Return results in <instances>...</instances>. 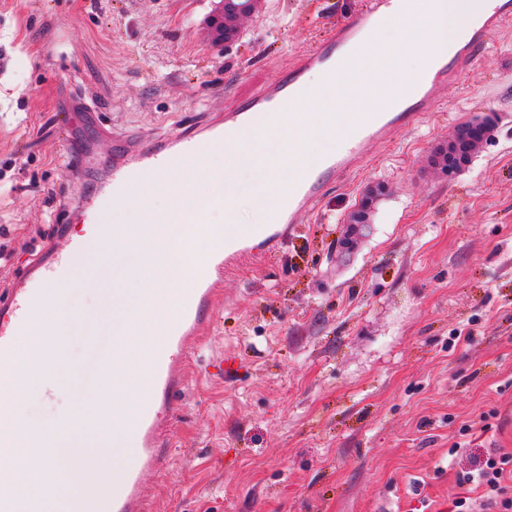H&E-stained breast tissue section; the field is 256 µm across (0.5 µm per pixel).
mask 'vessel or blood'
Here are the masks:
<instances>
[{
  "mask_svg": "<svg viewBox=\"0 0 512 512\" xmlns=\"http://www.w3.org/2000/svg\"><path fill=\"white\" fill-rule=\"evenodd\" d=\"M408 6V0H365L359 11L337 22L329 39L300 56L284 76L237 104L223 118L207 123L201 131L184 129L172 138L139 144L131 160L113 164L109 180L80 200L77 218L123 197L133 186L145 196L177 195L178 182L193 172L192 160L208 153H223L226 168H233L239 157L224 139L225 127L248 130L292 120L299 86L309 73L335 72L352 52L370 48L375 29L387 14L401 12ZM508 23H512V0H486L483 13L466 25L461 44L449 50L447 59L428 63L413 93L376 106L368 121L351 136L345 152L323 156L315 169L300 170L290 176L288 196L262 228L260 244H253L251 236L246 235L205 259L191 288L175 297L177 314L154 341L162 353L150 363L146 389L137 409L125 417L127 436L136 447V454L125 461L113 474L111 484L104 488L96 484L93 463L74 462L71 471L80 491L65 502L62 512H149L141 489L142 475L166 472L170 465L168 428L182 411L187 382L186 362L168 356L167 350L176 346L192 351L206 335L225 270L252 256L259 246H277L286 228L318 206L331 182L365 163L371 143L389 140L394 132L418 125L429 113L440 111L443 102L435 96V89L457 84L462 75L476 68L492 35ZM57 238V243L41 244L15 283L0 290V367L14 362L19 337L36 330L50 288L87 285L77 273L87 253L86 238L72 237L64 224L59 225Z\"/></svg>",
  "mask_w": 512,
  "mask_h": 512,
  "instance_id": "vessel-or-blood-1",
  "label": "vessel or blood"
}]
</instances>
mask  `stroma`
Listing matches in <instances>:
<instances>
[{"mask_svg": "<svg viewBox=\"0 0 512 512\" xmlns=\"http://www.w3.org/2000/svg\"><path fill=\"white\" fill-rule=\"evenodd\" d=\"M362 2L263 0L223 48L206 24L217 0H0V288L108 177L113 133L208 122ZM440 96L442 112L373 145L273 252L225 273L172 468L142 478L151 512H448L475 495L456 481L469 456L512 453V25ZM488 113L492 134L461 171L430 167L434 147ZM379 182L370 232L342 256ZM110 329L105 315L70 323L68 365L24 399L33 424L76 414L73 373ZM229 356L238 372L218 375ZM368 192L364 196H362L356 210L352 213L350 217V233L347 238L342 240L339 244V248L342 251H349L353 248L354 240L353 237L360 234L362 228L369 224V212L371 211L372 202H373V193Z\"/></svg>", "mask_w": 512, "mask_h": 512, "instance_id": "1", "label": "stroma"}]
</instances>
